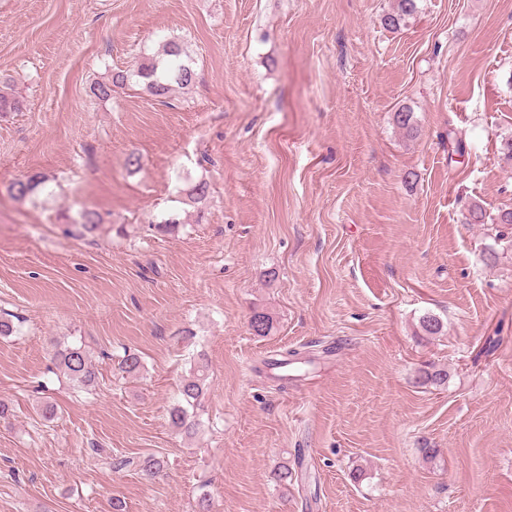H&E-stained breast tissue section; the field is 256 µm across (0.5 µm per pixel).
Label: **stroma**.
<instances>
[{"mask_svg":"<svg viewBox=\"0 0 512 512\" xmlns=\"http://www.w3.org/2000/svg\"><path fill=\"white\" fill-rule=\"evenodd\" d=\"M395 4L0 0V90L22 102L0 116V512H512V226L462 218L512 209V0H418L390 30ZM167 39L192 86L92 94ZM34 174L53 195L13 199ZM73 342L92 391L55 371ZM292 349L279 381L266 360ZM200 356L189 436L168 411ZM396 7L391 13L384 16L383 24L386 28L396 30L406 23V19L417 10V0H397ZM467 224H512V209L500 210L495 216L487 215L479 203H472L464 215Z\"/></svg>","mask_w":512,"mask_h":512,"instance_id":"35a3bbf8","label":"stroma"}]
</instances>
